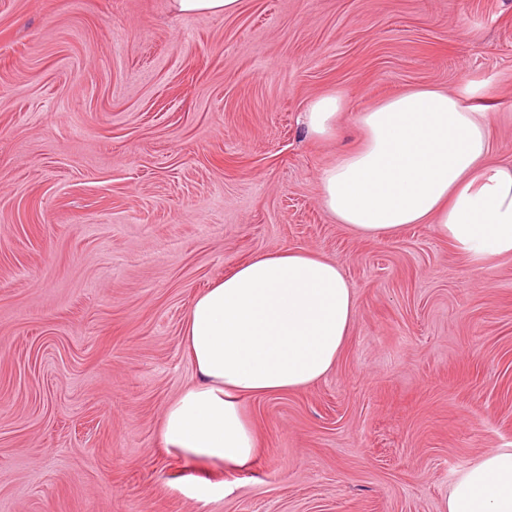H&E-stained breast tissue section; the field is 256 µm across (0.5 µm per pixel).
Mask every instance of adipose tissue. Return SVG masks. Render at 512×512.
I'll list each match as a JSON object with an SVG mask.
<instances>
[{
  "label": "adipose tissue",
  "instance_id": "1",
  "mask_svg": "<svg viewBox=\"0 0 512 512\" xmlns=\"http://www.w3.org/2000/svg\"><path fill=\"white\" fill-rule=\"evenodd\" d=\"M343 107L314 99L308 136L329 137ZM364 140L319 174L321 204L368 238L433 225L477 270L512 257V164L493 160L491 120L438 88L390 97L361 112ZM355 297L335 261L281 248L239 263L191 303L184 350L197 379L169 402L158 433L169 451L225 468L250 463L259 445L247 399L322 379L341 355ZM444 512H512V448L474 460L452 483Z\"/></svg>",
  "mask_w": 512,
  "mask_h": 512
}]
</instances>
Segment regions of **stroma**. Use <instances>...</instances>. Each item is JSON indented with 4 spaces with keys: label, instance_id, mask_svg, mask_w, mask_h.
<instances>
[{
    "label": "stroma",
    "instance_id": "obj_1",
    "mask_svg": "<svg viewBox=\"0 0 512 512\" xmlns=\"http://www.w3.org/2000/svg\"><path fill=\"white\" fill-rule=\"evenodd\" d=\"M420 87L488 111L512 162V0H0V512H442L512 448V258L479 271L431 225L375 240L319 203L359 112ZM283 247L354 291L335 367L247 401L242 469L166 451L190 304ZM242 0H172L173 8L184 15L230 16L240 10ZM343 107L338 95H324L314 99L304 112V126L308 136L315 139L329 137L336 127V120Z\"/></svg>",
    "mask_w": 512,
    "mask_h": 512
}]
</instances>
